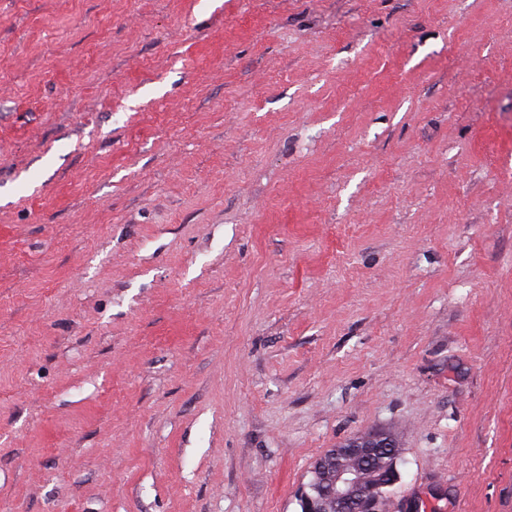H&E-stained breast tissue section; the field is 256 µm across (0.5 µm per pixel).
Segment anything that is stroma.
Instances as JSON below:
<instances>
[{
	"mask_svg": "<svg viewBox=\"0 0 512 512\" xmlns=\"http://www.w3.org/2000/svg\"><path fill=\"white\" fill-rule=\"evenodd\" d=\"M512 512V0H0V512ZM390 439L374 436L369 439L352 440L346 445L349 452L335 462L332 481L324 487L320 495L311 497L304 494L306 512H380L383 500L376 495L377 480L370 478L373 474L372 464L384 448L374 469L378 480H383L392 463V448H385ZM367 462L370 465L366 464Z\"/></svg>",
	"mask_w": 512,
	"mask_h": 512,
	"instance_id": "obj_1",
	"label": "stroma"
}]
</instances>
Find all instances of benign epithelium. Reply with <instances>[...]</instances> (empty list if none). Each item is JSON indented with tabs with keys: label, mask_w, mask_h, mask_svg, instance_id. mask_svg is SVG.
<instances>
[{
	"label": "benign epithelium",
	"mask_w": 512,
	"mask_h": 512,
	"mask_svg": "<svg viewBox=\"0 0 512 512\" xmlns=\"http://www.w3.org/2000/svg\"><path fill=\"white\" fill-rule=\"evenodd\" d=\"M389 442L382 436L348 442L349 452L336 460L329 485L317 497L304 495L305 512H381L370 463Z\"/></svg>",
	"instance_id": "obj_1"
}]
</instances>
